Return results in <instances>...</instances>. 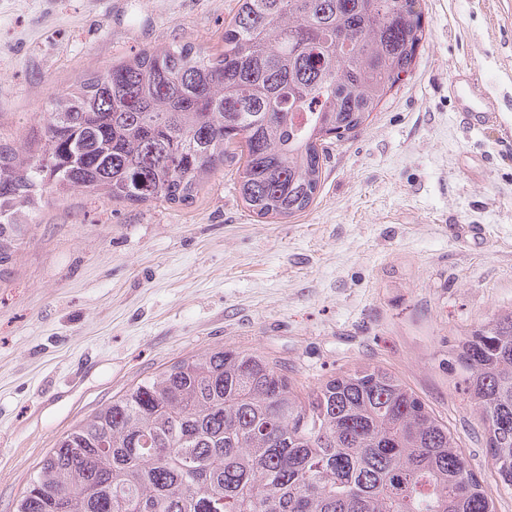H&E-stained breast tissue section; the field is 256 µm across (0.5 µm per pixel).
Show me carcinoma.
<instances>
[{"label": "carcinoma", "instance_id": "obj_1", "mask_svg": "<svg viewBox=\"0 0 512 512\" xmlns=\"http://www.w3.org/2000/svg\"><path fill=\"white\" fill-rule=\"evenodd\" d=\"M344 33L346 40L338 35ZM420 0H237L224 50H141L86 75L17 146L0 142V275L38 192L190 203L237 162L259 219L303 214L330 145L414 67ZM501 486L512 489V309L457 345ZM17 512H497L454 435L367 365L296 393L257 352L206 349L74 426Z\"/></svg>", "mask_w": 512, "mask_h": 512}]
</instances>
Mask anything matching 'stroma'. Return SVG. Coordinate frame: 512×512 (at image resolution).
Instances as JSON below:
<instances>
[{
	"label": "stroma",
	"mask_w": 512,
	"mask_h": 512,
	"mask_svg": "<svg viewBox=\"0 0 512 512\" xmlns=\"http://www.w3.org/2000/svg\"><path fill=\"white\" fill-rule=\"evenodd\" d=\"M411 74L331 146L316 203L249 212L235 166L191 204L45 197L0 277V512L58 439L114 395L207 348L255 351L302 389L364 365L447 421L497 512H512L450 349L512 308V0H421ZM236 0H0V140L55 95L140 50L216 49ZM475 72L497 127L469 129L448 86ZM480 224V238L452 232Z\"/></svg>",
	"instance_id": "obj_1"
}]
</instances>
